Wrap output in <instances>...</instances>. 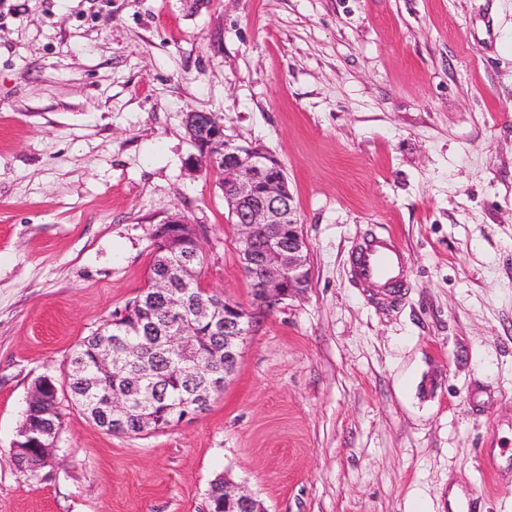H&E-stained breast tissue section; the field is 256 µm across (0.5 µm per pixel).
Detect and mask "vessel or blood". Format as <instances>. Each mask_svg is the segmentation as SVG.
<instances>
[{"instance_id":"obj_1","label":"vessel or blood","mask_w":512,"mask_h":512,"mask_svg":"<svg viewBox=\"0 0 512 512\" xmlns=\"http://www.w3.org/2000/svg\"><path fill=\"white\" fill-rule=\"evenodd\" d=\"M352 272L360 281L377 288H387L401 280L404 264L390 237L378 235L358 247Z\"/></svg>"}]
</instances>
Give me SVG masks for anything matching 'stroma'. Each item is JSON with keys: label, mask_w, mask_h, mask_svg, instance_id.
Masks as SVG:
<instances>
[{"label": "stroma", "mask_w": 512, "mask_h": 512, "mask_svg": "<svg viewBox=\"0 0 512 512\" xmlns=\"http://www.w3.org/2000/svg\"><path fill=\"white\" fill-rule=\"evenodd\" d=\"M281 164L308 288L210 408L110 434L61 401L17 470L33 382L139 295L153 232L208 228L198 279L251 307L187 113ZM389 226L393 293L350 256ZM512 512V0H0V512ZM58 405L59 401H55L50 397L42 407L36 410L37 416L32 417L33 422L38 420L40 423H43L38 429H36V431L40 432L43 437L40 448H42L44 453L38 466H47L53 459V449L56 448L59 436V430L57 428L60 427L62 419V412ZM48 423H54L57 428L55 426L51 428ZM225 512H266L263 504L244 487L227 479L218 489ZM223 511V512H224Z\"/></svg>", "instance_id": "1"}]
</instances>
